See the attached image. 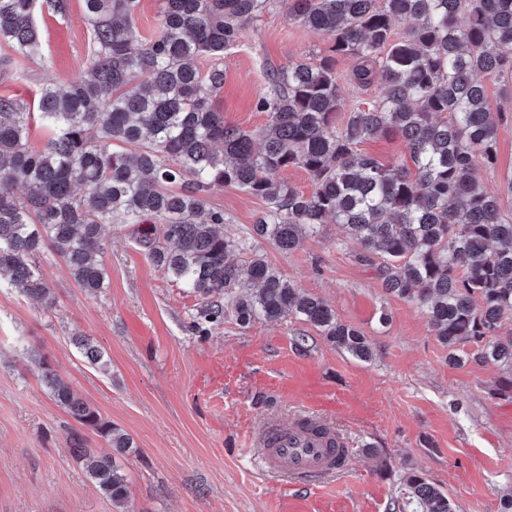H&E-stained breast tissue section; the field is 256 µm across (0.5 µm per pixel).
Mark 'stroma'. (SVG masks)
Returning <instances> with one entry per match:
<instances>
[{"label": "stroma", "instance_id": "stroma-1", "mask_svg": "<svg viewBox=\"0 0 512 512\" xmlns=\"http://www.w3.org/2000/svg\"><path fill=\"white\" fill-rule=\"evenodd\" d=\"M37 22L41 56L16 61L23 80L0 72V95L29 102L42 86H66L87 71L83 0H71L64 18L38 10ZM332 42V34L290 22L284 0H270L224 54L216 107L225 123L263 126L254 102L267 89V70L313 60ZM486 90L491 109L504 115L495 164L479 176L510 219L512 101L503 82ZM208 205L223 209L224 232L235 240L263 210L230 186L214 190ZM106 237L101 293L84 292L48 253L36 268L54 308L0 286V512H114L66 451L75 422L43 387V359L133 439L135 452L120 460L127 512H413L405 484L413 471L446 492L457 512H501L512 497V398L492 394L502 371L472 361L449 366L416 304L386 294L375 267L341 248L340 225H324L290 252L266 241L257 247L296 288L362 331L373 349L366 362L292 315L244 326L228 312L223 323L192 331L199 298L153 265L132 227L112 226ZM78 334L105 351L107 370L84 360L72 342ZM322 402L351 445L345 470L319 486L264 474L251 433L268 417ZM371 448L378 457L368 456Z\"/></svg>", "mask_w": 512, "mask_h": 512}]
</instances>
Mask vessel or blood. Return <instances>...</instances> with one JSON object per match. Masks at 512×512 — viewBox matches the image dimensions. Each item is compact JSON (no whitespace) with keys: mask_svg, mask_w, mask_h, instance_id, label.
Returning a JSON list of instances; mask_svg holds the SVG:
<instances>
[{"mask_svg":"<svg viewBox=\"0 0 512 512\" xmlns=\"http://www.w3.org/2000/svg\"><path fill=\"white\" fill-rule=\"evenodd\" d=\"M260 462L271 476L289 482H325L347 448L335 425L313 411L286 422L268 419L253 437Z\"/></svg>","mask_w":512,"mask_h":512,"instance_id":"vessel-or-blood-1","label":"vessel or blood"}]
</instances>
